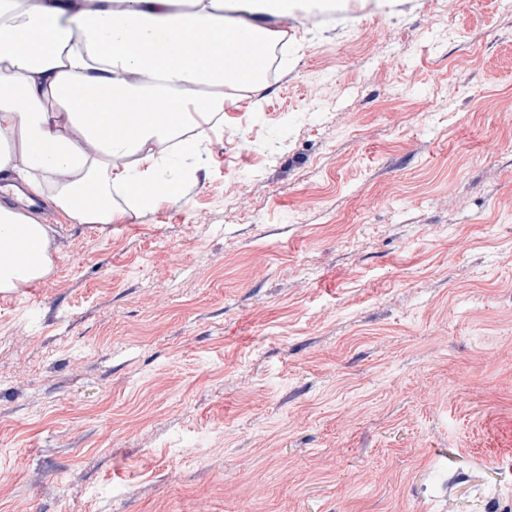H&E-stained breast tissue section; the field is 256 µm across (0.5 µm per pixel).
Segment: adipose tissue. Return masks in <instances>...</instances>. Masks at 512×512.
<instances>
[{"label": "adipose tissue", "instance_id": "obj_1", "mask_svg": "<svg viewBox=\"0 0 512 512\" xmlns=\"http://www.w3.org/2000/svg\"><path fill=\"white\" fill-rule=\"evenodd\" d=\"M0 0V173L27 197L76 224H114L130 210L171 200L167 146L191 155L221 119L224 95L256 87V47L279 31L258 17L293 15L296 0ZM197 46L180 54L184 41ZM137 102L109 112L107 97ZM166 99L167 111L155 108ZM50 228L0 204V292L41 281L52 268Z\"/></svg>", "mask_w": 512, "mask_h": 512}]
</instances>
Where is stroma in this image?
Here are the masks:
<instances>
[{
    "label": "stroma",
    "mask_w": 512,
    "mask_h": 512,
    "mask_svg": "<svg viewBox=\"0 0 512 512\" xmlns=\"http://www.w3.org/2000/svg\"><path fill=\"white\" fill-rule=\"evenodd\" d=\"M306 0L176 197L0 292V512H512V13Z\"/></svg>",
    "instance_id": "stroma-1"
}]
</instances>
